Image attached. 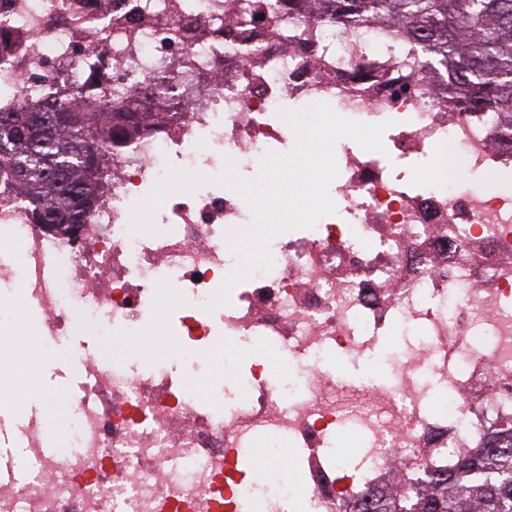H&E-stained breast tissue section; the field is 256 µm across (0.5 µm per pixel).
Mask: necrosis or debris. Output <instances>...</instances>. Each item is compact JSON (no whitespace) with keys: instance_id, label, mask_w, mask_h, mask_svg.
Instances as JSON below:
<instances>
[{"instance_id":"obj_1","label":"necrosis or debris","mask_w":512,"mask_h":512,"mask_svg":"<svg viewBox=\"0 0 512 512\" xmlns=\"http://www.w3.org/2000/svg\"><path fill=\"white\" fill-rule=\"evenodd\" d=\"M0 0V111L66 96H133L137 129L105 157L111 181L76 234L35 223L21 188L0 192V330L18 316L67 338L145 335L173 311L174 357L139 368L85 359L69 400L68 449H44L38 412L22 419L35 471L0 479V512H343L371 489H405L423 459L450 467L512 421V140L496 113L466 112L413 42L369 23L338 33L316 0ZM324 102L386 123L403 160L443 152V183L406 187L374 151L335 145L337 214L273 239L271 271L209 302L234 269L227 233L252 212L215 184L225 160L254 176L295 134L281 118ZM207 182L162 202L156 233L127 230L132 204L170 170ZM416 332L389 358L392 379L343 378L377 366L388 326ZM272 345L288 368L253 365L221 406L192 389L198 358L233 367L225 339ZM356 441L355 456L341 447ZM292 449L293 485L247 478L240 459Z\"/></svg>"}]
</instances>
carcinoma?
Segmentation results:
<instances>
[{"mask_svg": "<svg viewBox=\"0 0 512 512\" xmlns=\"http://www.w3.org/2000/svg\"><path fill=\"white\" fill-rule=\"evenodd\" d=\"M342 26L382 21L412 38L476 112L512 128V0H322ZM123 96L97 101L73 86L70 99L36 98L0 112V184L27 188L39 223H86L109 184L99 160L133 126ZM428 483L390 497L365 493L350 512H512V428L451 471L422 464Z\"/></svg>", "mask_w": 512, "mask_h": 512, "instance_id": "cac0c4a2", "label": "carcinoma"}]
</instances>
